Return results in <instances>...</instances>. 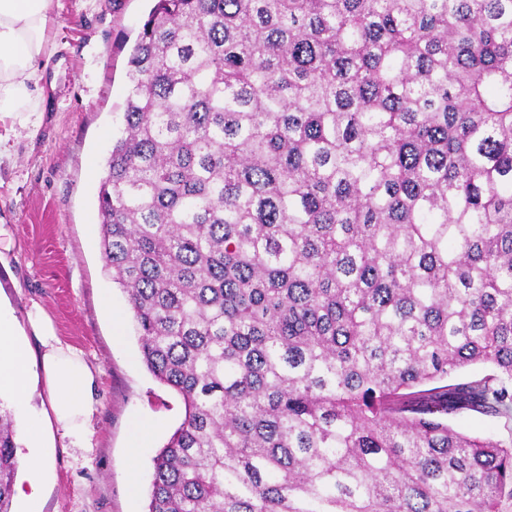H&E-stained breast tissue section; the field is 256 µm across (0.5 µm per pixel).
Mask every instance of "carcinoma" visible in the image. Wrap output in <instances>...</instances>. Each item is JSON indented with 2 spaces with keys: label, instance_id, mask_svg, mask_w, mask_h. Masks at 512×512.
<instances>
[{
  "label": "carcinoma",
  "instance_id": "carcinoma-1",
  "mask_svg": "<svg viewBox=\"0 0 512 512\" xmlns=\"http://www.w3.org/2000/svg\"><path fill=\"white\" fill-rule=\"evenodd\" d=\"M129 80L102 257L185 405L147 512H512V0H156ZM16 451L0 408V512ZM454 425L461 431L478 436L506 434L503 421L489 416L465 415L457 418Z\"/></svg>",
  "mask_w": 512,
  "mask_h": 512
}]
</instances>
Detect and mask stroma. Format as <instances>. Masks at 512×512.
Segmentation results:
<instances>
[{
	"mask_svg": "<svg viewBox=\"0 0 512 512\" xmlns=\"http://www.w3.org/2000/svg\"><path fill=\"white\" fill-rule=\"evenodd\" d=\"M154 0H52L55 50L38 75L45 111L37 131L14 126L0 157V306L21 328L42 309L58 336L82 353L98 376L90 447L58 438L41 512H146L126 487L130 438L156 422L141 449L149 487L152 459L184 419V404L148 372L132 324L114 336L100 305L125 294L104 270L97 194L128 95L127 41L136 39Z\"/></svg>",
	"mask_w": 512,
	"mask_h": 512,
	"instance_id": "1",
	"label": "stroma"
}]
</instances>
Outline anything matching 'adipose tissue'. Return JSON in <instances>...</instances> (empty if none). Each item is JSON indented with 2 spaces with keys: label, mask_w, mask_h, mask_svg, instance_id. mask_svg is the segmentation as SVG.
<instances>
[{
  "label": "adipose tissue",
  "mask_w": 512,
  "mask_h": 512,
  "mask_svg": "<svg viewBox=\"0 0 512 512\" xmlns=\"http://www.w3.org/2000/svg\"><path fill=\"white\" fill-rule=\"evenodd\" d=\"M48 4L49 0H0V121L9 118L26 128L38 126L44 106L36 76L52 54ZM29 323L41 352H33L22 341L19 324L0 309V391L11 393L16 409H29L35 393L31 377L39 370L49 405L32 418L26 432L22 463L29 477L14 487L15 499L24 505L39 493L46 462L38 450L46 436L57 433L71 447H88L97 404L95 375L81 353L56 336L41 313L30 314Z\"/></svg>",
  "instance_id": "1"
}]
</instances>
